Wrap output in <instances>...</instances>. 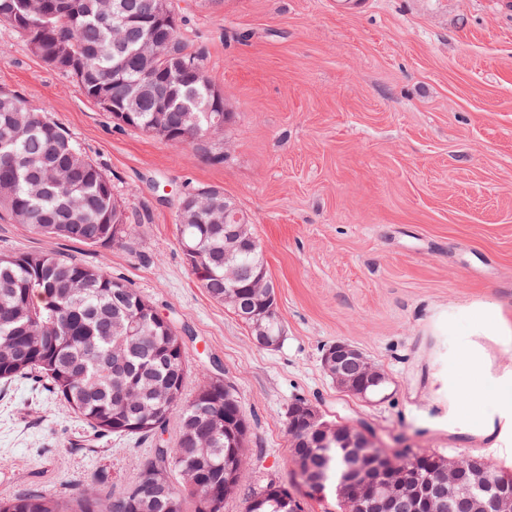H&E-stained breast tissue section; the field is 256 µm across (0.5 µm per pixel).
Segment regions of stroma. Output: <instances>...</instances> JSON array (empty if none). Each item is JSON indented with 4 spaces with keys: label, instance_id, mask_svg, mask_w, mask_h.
<instances>
[{
    "label": "stroma",
    "instance_id": "35a3bbf8",
    "mask_svg": "<svg viewBox=\"0 0 512 512\" xmlns=\"http://www.w3.org/2000/svg\"><path fill=\"white\" fill-rule=\"evenodd\" d=\"M230 114L223 141L182 147L117 126L73 79L0 26V88L43 108L143 221L88 246L0 213V253L74 258L124 279L183 339L191 397L220 366L250 422L224 512L289 481L284 424L299 396L366 425L382 448L512 468V417L472 403L512 371V9L503 0H178ZM224 190L250 218L285 328L275 349L210 298L182 254L184 193ZM360 348L394 382L383 402L339 392L324 348ZM101 436L36 380L0 383V496L131 484L152 455Z\"/></svg>",
    "mask_w": 512,
    "mask_h": 512
}]
</instances>
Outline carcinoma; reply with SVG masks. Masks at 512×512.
I'll return each mask as SVG.
<instances>
[{"label":"carcinoma","instance_id":"carcinoma-1","mask_svg":"<svg viewBox=\"0 0 512 512\" xmlns=\"http://www.w3.org/2000/svg\"><path fill=\"white\" fill-rule=\"evenodd\" d=\"M120 13L123 41L116 44L112 21L101 13L112 4L67 0L63 11L38 15L32 0H0V24L8 26L28 50L45 59L65 55L82 63L62 71L76 80L86 97H121L127 127L160 137L172 145L207 139L203 107L221 95L209 80L201 51H192L180 31L154 25L155 0H126ZM171 40L176 55L157 67L169 98L161 106L154 90L143 84L141 63L154 42ZM193 107L197 122L186 119L183 105ZM0 209L36 233L86 245H128L138 217L112 193V179L83 154L72 138L42 109H29L17 94L0 89ZM253 246L240 261V300L231 308L240 317L262 302L251 288L264 267L252 227L234 224ZM181 236L197 252L184 253L200 285L224 302V225L206 216L180 225ZM137 320L139 332L125 326ZM35 374L66 408L103 435L155 438L175 421L178 439L155 445L137 481L112 495L109 512H220L224 497L238 483L224 486V458L233 449L224 435V380L208 376L186 400V353L174 325L120 278L72 258L45 254L0 255V380ZM440 454L420 450L385 456L387 465L405 469L436 484L441 475L429 469ZM357 459L338 445L306 448L302 472L336 492L349 478ZM512 486V471L487 465V482L474 483L465 470L461 484L476 495L487 483ZM288 487L271 482L246 502V512H286L279 497ZM0 512H97V497L80 489L62 500L48 489L0 498Z\"/></svg>","mask_w":512,"mask_h":512}]
</instances>
